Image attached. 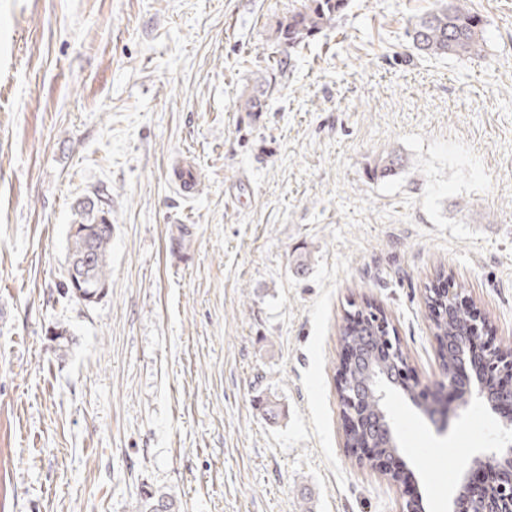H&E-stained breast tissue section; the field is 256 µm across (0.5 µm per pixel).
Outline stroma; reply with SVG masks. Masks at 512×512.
<instances>
[{
    "instance_id": "stroma-1",
    "label": "stroma",
    "mask_w": 512,
    "mask_h": 512,
    "mask_svg": "<svg viewBox=\"0 0 512 512\" xmlns=\"http://www.w3.org/2000/svg\"><path fill=\"white\" fill-rule=\"evenodd\" d=\"M434 3L349 0L291 49L273 31L302 0H0V512H133L144 486L179 512H448L512 440L476 396L432 417L394 388L404 482L344 447L351 305L432 386L437 270L512 344V0H468L486 45L465 63L406 39ZM391 150L405 170L371 176ZM98 199L111 277L88 303L61 284ZM284 73L283 63L279 61L277 68H272L266 77L257 80L246 95H243L239 111L248 112L254 118L259 117L261 112L266 109V99L271 89H274L278 82V77L282 78Z\"/></svg>"
}]
</instances>
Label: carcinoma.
<instances>
[{
  "mask_svg": "<svg viewBox=\"0 0 512 512\" xmlns=\"http://www.w3.org/2000/svg\"><path fill=\"white\" fill-rule=\"evenodd\" d=\"M348 0H304L296 11H292L279 22L275 40L298 47L323 31L333 27L337 15L346 7ZM484 18L466 7V0H437L435 7L418 17L407 30L413 47L420 53L433 58H454L467 61L479 57L483 52ZM283 64H278L268 76L256 81L251 91L244 95L239 111L253 117L260 116L266 109L268 93L278 79L283 77ZM406 166L405 159L396 150L378 159L375 168L380 174L390 176ZM77 225L93 229V261L86 271L87 282L93 285L108 284L109 263L112 241V223L98 215L95 208L83 204L78 209ZM425 302L434 312L433 330L438 340L451 339L466 349L479 336L473 330V313L454 307L448 308V295L436 288L426 291ZM359 318L341 332V342L357 354V360L347 366L345 383L361 392L360 407L369 419H376L384 413L377 394L367 392L365 385L370 382L371 372H381L380 366L391 367L381 362L379 350L387 343L388 332L377 324L372 307L356 309L349 318ZM134 512H174V502L159 490H142L137 494Z\"/></svg>",
  "mask_w": 512,
  "mask_h": 512,
  "instance_id": "1",
  "label": "carcinoma"
}]
</instances>
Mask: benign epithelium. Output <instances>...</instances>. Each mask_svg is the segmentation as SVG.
Instances as JSON below:
<instances>
[{
    "instance_id": "benign-epithelium-1",
    "label": "benign epithelium",
    "mask_w": 512,
    "mask_h": 512,
    "mask_svg": "<svg viewBox=\"0 0 512 512\" xmlns=\"http://www.w3.org/2000/svg\"><path fill=\"white\" fill-rule=\"evenodd\" d=\"M71 279L78 295L88 301H94L97 293H84L86 288L85 269L80 262L70 266ZM484 374L477 381V396L490 408L497 410L507 408L512 410V355L498 354L480 357ZM407 387V394L414 395L416 385L406 382L405 367L393 370V376L386 378L376 385L378 398L385 396L384 387L395 382ZM339 391L347 415V430L365 434L356 447L348 449V453L362 463H368L371 468L388 476L398 483L402 480V461L399 453L391 456L377 454L372 431H378L384 438L390 437L386 423L378 419L374 422V430L365 427L358 417V394L344 386V380H339ZM478 466L477 476L462 478L454 497L453 512H512V443L499 448H486L474 458Z\"/></svg>"
}]
</instances>
